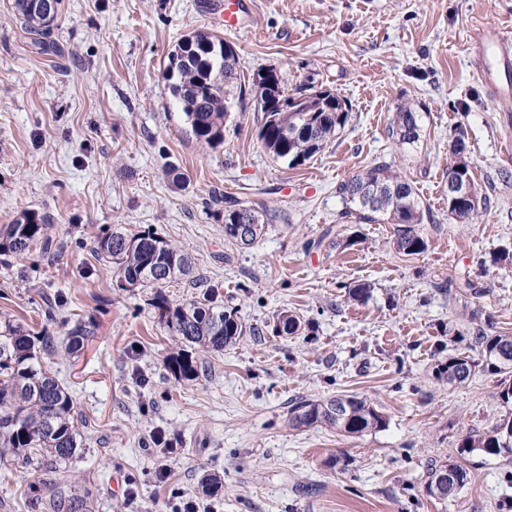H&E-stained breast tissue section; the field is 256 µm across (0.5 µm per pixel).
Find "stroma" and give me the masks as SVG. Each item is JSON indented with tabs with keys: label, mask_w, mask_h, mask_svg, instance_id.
<instances>
[{
	"label": "stroma",
	"mask_w": 512,
	"mask_h": 512,
	"mask_svg": "<svg viewBox=\"0 0 512 512\" xmlns=\"http://www.w3.org/2000/svg\"><path fill=\"white\" fill-rule=\"evenodd\" d=\"M220 3L61 0L50 35L60 51L43 55L13 0H0V225L47 214L56 244L37 272L0 255V318L62 340L64 327L37 314L49 294L66 318L95 323L80 356L52 364L88 425L69 485L97 490L92 512H175L185 494L216 512H512V456L457 453L464 436L512 416L498 399L502 375L479 369L451 385L436 374L449 355L481 357L449 331L512 332V262L497 259L512 252V97L489 91L470 50L479 28L512 36V0H250L234 29ZM197 30L233 46L246 90L214 150L190 135L163 78L168 52ZM268 67L289 88L309 83L349 106L344 129L294 168L257 140L253 80ZM403 104L422 132L402 147L388 123ZM460 133L487 197L475 224L445 204ZM381 159L434 217L420 227V255L399 254L393 225L359 221L338 193ZM174 167L184 190L169 185ZM215 192L270 214L266 235L245 249L225 240ZM146 229L190 253L203 285L249 328L194 380L164 365L173 343L152 289L117 288L92 250L101 232ZM464 277L471 288L458 286ZM359 283L371 287L363 302L348 297ZM283 310L314 333L273 335ZM338 393L377 404L387 426L360 437L289 427L296 399ZM156 432L174 446L163 480ZM331 456L347 467L327 466ZM453 456L470 483L456 498L430 497L432 465ZM207 473L223 479L217 496L201 491ZM35 478L20 466L0 473V512H30Z\"/></svg>",
	"instance_id": "obj_1"
}]
</instances>
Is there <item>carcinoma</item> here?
I'll return each instance as SVG.
<instances>
[{
	"instance_id": "1",
	"label": "carcinoma",
	"mask_w": 512,
	"mask_h": 512,
	"mask_svg": "<svg viewBox=\"0 0 512 512\" xmlns=\"http://www.w3.org/2000/svg\"><path fill=\"white\" fill-rule=\"evenodd\" d=\"M25 28L34 35V43L44 52L53 50L45 40L58 16V8L48 11V0H14ZM219 35L199 31L178 44L169 55L164 71L166 85L176 104L184 112L190 132L201 144L215 149L224 143V127L230 117L229 92L237 81V57L234 48ZM307 92L306 112H264L258 121L257 139L273 156L296 167L321 151L344 128L349 109L345 100L334 103L314 86L296 89ZM422 128L418 113L402 106L394 113L390 132L397 141L412 145L419 141ZM471 188V201L464 208L448 207V216L459 223L478 218L484 200L479 195L470 166L455 172ZM338 193L357 207L359 218L395 225L394 247L405 256L425 252L427 242L419 224L429 216L415 188L381 160L373 167L342 182ZM242 227L247 238L237 236ZM267 230L263 215L239 200L224 205V238L251 245ZM53 224L46 215L35 211L21 214L13 223L0 227V253L26 257L36 249L43 251L52 242ZM98 256L112 260L115 278L123 279L126 289L157 288L165 283L186 279L196 284L192 257L157 234L143 230L135 233L112 231L93 241ZM151 307L159 325L176 341L177 348L164 364L181 380H193L200 374V353H219L244 335L238 311L214 304L206 290L185 302L174 304L158 291ZM92 322L77 321L66 331L64 352L75 354L93 334ZM311 331L312 324L301 323L292 314L277 316L274 331L292 335L301 329ZM474 346L480 348L483 368L503 375L512 374V333L489 335L478 327L473 333ZM56 354L54 338L35 336L23 324L11 319L0 323V465H25L36 472L60 474L64 464L84 453L83 415L76 411L68 390L59 383L47 360ZM475 363L466 356H451L439 372L450 385L466 382ZM288 424L293 428L326 426L337 433L354 437L387 426L385 414L372 402L355 395L337 394L325 400L301 399L288 410ZM480 451L488 455L512 454V418L500 422L487 434L465 437L458 453ZM445 467L453 481L440 486L441 467L431 468L427 483L429 495L447 499L470 480L463 465L447 461ZM33 512H89L93 490L81 494L57 492L43 496L42 483L29 484Z\"/></svg>"
}]
</instances>
